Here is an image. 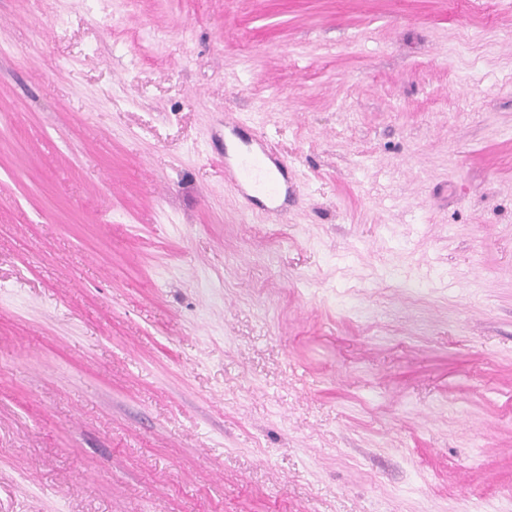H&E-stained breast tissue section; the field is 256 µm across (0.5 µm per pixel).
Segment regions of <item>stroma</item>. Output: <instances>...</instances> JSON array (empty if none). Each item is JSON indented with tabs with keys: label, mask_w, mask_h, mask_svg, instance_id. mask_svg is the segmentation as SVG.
<instances>
[{
	"label": "stroma",
	"mask_w": 512,
	"mask_h": 512,
	"mask_svg": "<svg viewBox=\"0 0 512 512\" xmlns=\"http://www.w3.org/2000/svg\"><path fill=\"white\" fill-rule=\"evenodd\" d=\"M0 512H512V0H0ZM245 122L238 121L226 128L246 146L232 164L224 151V172L227 182L236 190L250 185L257 196H250L261 203V217L270 219L272 214L285 209L288 204V164L280 160L262 136H250L244 131Z\"/></svg>",
	"instance_id": "1"
}]
</instances>
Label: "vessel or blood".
<instances>
[{"instance_id":"b4317fda","label":"vessel or blood","mask_w":512,"mask_h":512,"mask_svg":"<svg viewBox=\"0 0 512 512\" xmlns=\"http://www.w3.org/2000/svg\"><path fill=\"white\" fill-rule=\"evenodd\" d=\"M229 131L241 138L246 147L235 162L225 163L228 183L234 189L250 185L261 204V214L271 217L288 204V165L280 160L261 136H250L244 131L243 122L233 123Z\"/></svg>"}]
</instances>
